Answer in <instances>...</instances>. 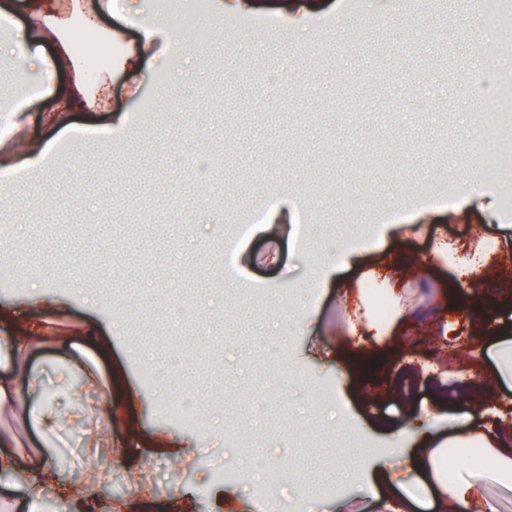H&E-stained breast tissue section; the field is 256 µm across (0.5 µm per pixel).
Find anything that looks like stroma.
<instances>
[{"instance_id": "35a3bbf8", "label": "stroma", "mask_w": 512, "mask_h": 512, "mask_svg": "<svg viewBox=\"0 0 512 512\" xmlns=\"http://www.w3.org/2000/svg\"><path fill=\"white\" fill-rule=\"evenodd\" d=\"M477 0H219L211 26L188 41L182 74L156 52L137 71L112 72L111 109L58 112L57 95L21 102L36 74L0 52V105L11 108L16 145L56 135L59 125L112 145L82 153L72 142L57 169L25 183H0L19 199L0 207V260L25 286L58 299L33 311L0 280V335L36 318L58 334L92 324L111 330L112 350L90 336L33 344L27 371L53 389L59 364L78 360L112 387L118 405L111 448H87L63 427L52 442L28 432L25 449L0 455L29 464L53 449L65 456L63 483L79 487L105 472L131 512H254L249 486L213 485L226 458L257 453L297 475L295 493L314 512H431L415 466L421 440L447 441L468 427L494 444L512 425V211L489 218L500 195L464 209L400 210L391 229L380 215L398 191L462 200L468 170L490 146L493 113L475 89L485 50ZM175 87L189 109L163 99ZM124 112L135 138L110 127ZM112 192H105L106 184ZM288 193L281 227L239 240L236 225L269 198ZM56 206L35 209L38 200ZM354 224L350 241L335 235ZM483 247L476 282L457 278L434 253L439 241ZM241 250L233 270L211 251ZM357 259L327 275L335 249ZM393 301L386 331L350 329L358 303ZM112 305H104V298ZM148 356L129 347L131 331ZM219 353L210 366L202 345ZM174 365L200 402L223 393L218 421L189 429L159 411L144 384L147 364ZM333 387L343 414L313 416L315 389ZM242 428L239 445L225 427ZM367 442L352 475L343 442ZM399 469V490L370 488L380 449ZM336 491L322 495L323 484Z\"/></svg>"}]
</instances>
